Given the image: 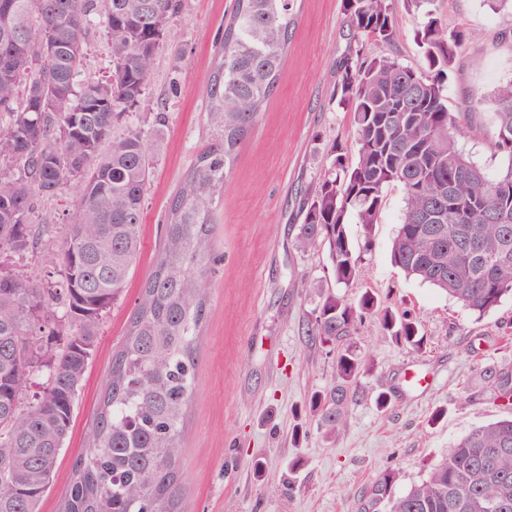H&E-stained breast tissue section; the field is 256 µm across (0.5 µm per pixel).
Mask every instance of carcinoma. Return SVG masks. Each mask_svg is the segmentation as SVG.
I'll return each mask as SVG.
<instances>
[{
  "label": "carcinoma",
  "mask_w": 512,
  "mask_h": 512,
  "mask_svg": "<svg viewBox=\"0 0 512 512\" xmlns=\"http://www.w3.org/2000/svg\"><path fill=\"white\" fill-rule=\"evenodd\" d=\"M295 0H235L224 25L208 93L209 146L174 197L163 249L112 362L91 442L77 460L59 512H176L181 432L197 374L212 252L213 205L240 144L277 86L296 23ZM397 0H342L357 49L338 62L337 105L357 130L355 159L335 155L301 213L296 246L327 247L336 286L359 275L346 232L351 212L365 233L388 189L403 191L392 241L394 264L482 317L512 297V81L491 99L497 120L489 176L460 147L445 81L469 32L448 29L436 0H403L428 71L389 45ZM183 0H0V512H38L49 489L100 326L120 297L141 249L145 196L154 168L148 140L160 135L165 103L150 131L138 107L170 19ZM104 25L108 72H84L86 34ZM70 184L79 204L62 245L47 251L46 279L18 261L52 227L33 221V199ZM319 297L310 336L335 343L366 318L397 343L417 348L419 329L370 292L356 301L313 285ZM367 360L336 354V384L311 397L327 435L353 401ZM40 383L33 395L27 389ZM512 405V375L496 376ZM381 472L360 512H512V418L473 429L448 448L426 479L393 495Z\"/></svg>",
  "instance_id": "cac0c4a2"
}]
</instances>
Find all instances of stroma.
<instances>
[{"mask_svg":"<svg viewBox=\"0 0 512 512\" xmlns=\"http://www.w3.org/2000/svg\"><path fill=\"white\" fill-rule=\"evenodd\" d=\"M234 0H184L168 25L138 109L151 127L165 102L162 143L148 186L142 249L133 272L100 328L79 392L72 430L38 512H58L72 469L88 443L112 360L139 304L164 238L169 205L208 145L206 101L210 76ZM448 28L473 39L445 86L448 110L458 114L474 93L490 97L512 79V11L492 12L484 0H438ZM298 21L277 88L239 149L214 206L212 240L220 261L206 304L195 395L188 409L181 454L180 512H358L383 470L397 474L394 494L422 482L432 464L472 429L512 415L494 388V376L512 371V299L483 317L446 294L406 277L391 261L404 206L389 189L377 224L365 232L347 215V234L360 255V276L347 295L372 292L382 306L416 320L423 344L395 342L376 319L365 320L347 344L370 369L335 436H325L309 411L311 396L335 382L336 350L307 334L319 303L310 282L335 284L325 248L296 247L309 190L331 163L330 147L353 160L356 129L349 112L332 102L338 60L354 47L342 0H298ZM475 132L463 151L496 173L501 157L491 143V106L473 113ZM77 192L67 185L35 202L34 221L53 232L46 247L26 253L20 266L43 278L46 248L59 246ZM428 374L429 387L412 390L407 370ZM387 395L379 405L378 395Z\"/></svg>","mask_w":512,"mask_h":512,"instance_id":"35a3bbf8","label":"stroma"}]
</instances>
